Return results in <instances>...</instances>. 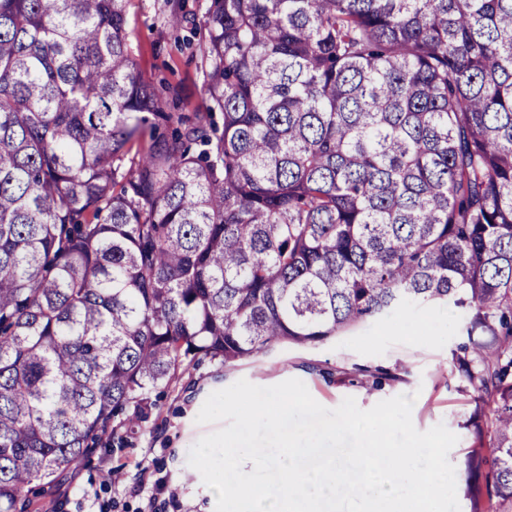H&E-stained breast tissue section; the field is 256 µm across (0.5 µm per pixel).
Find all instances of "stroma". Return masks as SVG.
<instances>
[{"label":"stroma","mask_w":512,"mask_h":512,"mask_svg":"<svg viewBox=\"0 0 512 512\" xmlns=\"http://www.w3.org/2000/svg\"><path fill=\"white\" fill-rule=\"evenodd\" d=\"M163 5L164 0H130L131 54L145 79L173 87L172 111L193 112L205 100L198 49L189 29L171 28ZM462 320L451 308L411 306L320 344L284 346L231 365L205 360L188 367L169 388L153 393L150 419L130 435L127 447L99 452L62 474L40 500L44 512H215L217 493L193 475L188 454L214 430L196 421L207 397L240 379L263 387L299 379L329 409L347 397L366 410L388 398L415 395L416 429L441 423L457 436L448 459L457 484H464L473 444L464 423L473 405L457 390L452 362L464 341ZM118 466L127 478L115 484L109 473Z\"/></svg>","instance_id":"stroma-1"}]
</instances>
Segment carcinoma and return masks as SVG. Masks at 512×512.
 <instances>
[{
  "instance_id": "obj_1",
  "label": "carcinoma",
  "mask_w": 512,
  "mask_h": 512,
  "mask_svg": "<svg viewBox=\"0 0 512 512\" xmlns=\"http://www.w3.org/2000/svg\"><path fill=\"white\" fill-rule=\"evenodd\" d=\"M127 4L0 0V512L191 364L406 304L466 315L464 497L512 512V0H207L191 113Z\"/></svg>"
}]
</instances>
